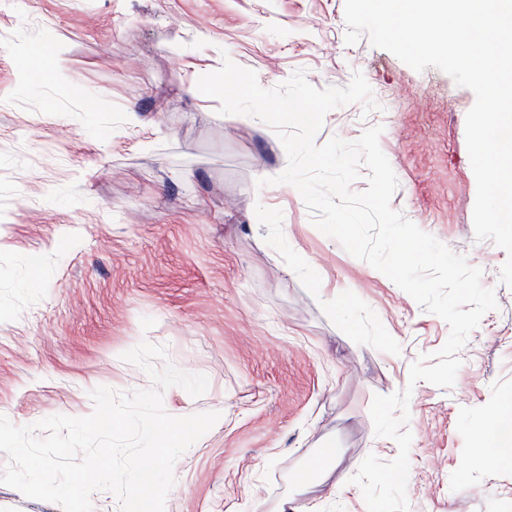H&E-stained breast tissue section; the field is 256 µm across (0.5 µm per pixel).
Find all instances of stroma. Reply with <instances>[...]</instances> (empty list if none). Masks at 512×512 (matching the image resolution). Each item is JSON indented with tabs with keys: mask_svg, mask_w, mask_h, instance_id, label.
<instances>
[{
	"mask_svg": "<svg viewBox=\"0 0 512 512\" xmlns=\"http://www.w3.org/2000/svg\"><path fill=\"white\" fill-rule=\"evenodd\" d=\"M47 30L59 69L23 86L17 46ZM346 33L344 0H0V415L83 417L96 387L151 388L121 359L145 340L156 368L209 380L197 398L165 390L168 414H221L176 460L167 512H367L351 477L399 452L370 405L408 388V512H512V469L475 446L512 393L508 255L473 229L475 96ZM227 57L266 89L300 69L318 89L364 75L377 109L331 110L317 144L382 126L392 208L481 268L499 304L452 388L409 381L448 324L272 184L288 158L270 127L198 91ZM336 449L335 484L305 471Z\"/></svg>",
	"mask_w": 512,
	"mask_h": 512,
	"instance_id": "1",
	"label": "stroma"
}]
</instances>
